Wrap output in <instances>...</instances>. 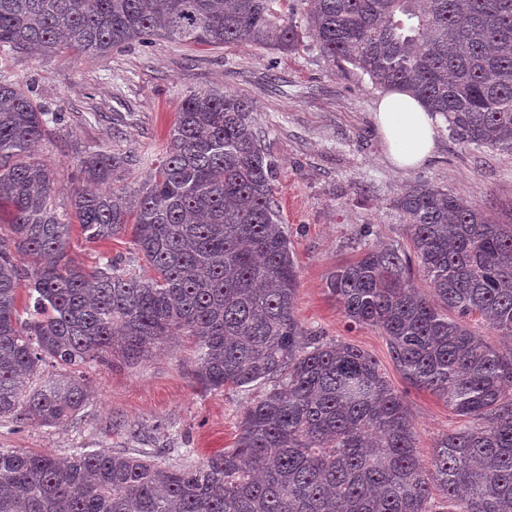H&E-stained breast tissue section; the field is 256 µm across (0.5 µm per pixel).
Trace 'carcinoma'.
<instances>
[{"label":"carcinoma","mask_w":512,"mask_h":512,"mask_svg":"<svg viewBox=\"0 0 512 512\" xmlns=\"http://www.w3.org/2000/svg\"><path fill=\"white\" fill-rule=\"evenodd\" d=\"M308 32L327 61L409 90L454 141L512 153V0H0V52L35 56L105 57L153 36L293 52ZM63 121L0 82V419L64 424L89 403L84 366L135 364L177 336L204 389L267 390L234 447L200 465L0 449V512H512V349L467 323L512 337V224L414 183L396 208L431 296L409 284L410 256L377 243L327 279L348 323L377 329L404 379L463 418L427 468L377 360L295 315L276 166L244 97L186 96L138 188L116 184L127 157H79L97 190L61 211L57 171L32 147ZM74 222L89 242L133 225L128 263L74 264Z\"/></svg>","instance_id":"obj_1"}]
</instances>
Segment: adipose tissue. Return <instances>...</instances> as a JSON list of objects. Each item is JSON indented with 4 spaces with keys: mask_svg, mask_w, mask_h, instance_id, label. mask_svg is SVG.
<instances>
[{
    "mask_svg": "<svg viewBox=\"0 0 512 512\" xmlns=\"http://www.w3.org/2000/svg\"><path fill=\"white\" fill-rule=\"evenodd\" d=\"M376 122L392 163L400 169L423 165L433 155L441 119L405 90H392L377 103Z\"/></svg>",
    "mask_w": 512,
    "mask_h": 512,
    "instance_id": "adipose-tissue-1",
    "label": "adipose tissue"
}]
</instances>
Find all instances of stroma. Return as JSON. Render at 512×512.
<instances>
[{
    "mask_svg": "<svg viewBox=\"0 0 512 512\" xmlns=\"http://www.w3.org/2000/svg\"><path fill=\"white\" fill-rule=\"evenodd\" d=\"M0 81L30 88L38 106L65 114L60 133L41 144L43 158L61 170L55 192L61 207L80 185L78 152L132 157L121 178L139 181L161 159L190 92L229 90L248 99L277 163L274 197L299 270L297 318L378 361L411 414L420 460L430 462L437 440L458 426V416L402 377L377 330L348 327L326 281L337 265L355 257L363 228H370V242L409 249L394 202L416 181L437 183L512 224V153L468 148L443 131L426 164L396 168L374 118L382 90L359 71L327 62L311 38L295 53L260 45L198 47L161 37L116 48L105 58L2 52ZM131 240L127 230L89 243L76 229L68 251L91 267L105 255L129 257ZM192 360L190 343L179 339L136 365L92 366L91 400L76 419L60 427L0 419V449L62 459L84 448L148 452L170 466L199 464L233 447L245 407L263 389H203L190 375Z\"/></svg>",
    "mask_w": 512,
    "mask_h": 512,
    "instance_id": "35a3bbf8",
    "label": "stroma"
}]
</instances>
